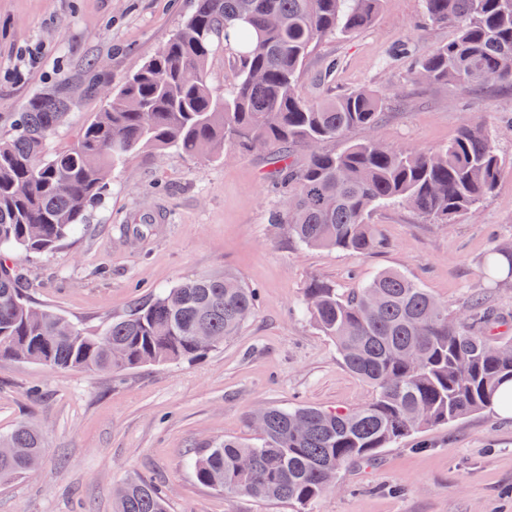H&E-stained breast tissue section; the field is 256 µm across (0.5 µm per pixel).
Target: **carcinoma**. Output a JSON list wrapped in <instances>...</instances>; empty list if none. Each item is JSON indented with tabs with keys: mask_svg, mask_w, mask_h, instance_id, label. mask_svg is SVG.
Here are the masks:
<instances>
[{
	"mask_svg": "<svg viewBox=\"0 0 512 512\" xmlns=\"http://www.w3.org/2000/svg\"><path fill=\"white\" fill-rule=\"evenodd\" d=\"M386 0H197L194 12L112 93L106 108L67 149L45 142L68 114L60 87L8 113L0 138V254H44L76 234L99 204L112 169L143 148L190 157L266 149L287 189L283 224L298 245L365 255L383 247L370 213L404 205L434 224L476 211L493 190L503 158L470 121L450 144L404 149L352 134L375 126L386 97L362 89L323 102L300 90L307 58L322 40L370 27ZM434 23L456 28L413 71L415 83H512V0H423ZM232 56L224 90L208 79L217 54ZM344 142L339 151L327 143ZM296 150L308 159L295 161ZM489 280L512 282V248L482 263ZM313 322L336 342L345 366L374 398L347 411L269 408L257 444L226 439L191 460L201 485L256 500L303 507L336 485L339 473L368 462L391 443L493 405L512 382V340L491 334L481 315L448 313L428 289L384 270L344 295L314 279L305 291ZM255 310L252 289L233 274L201 276L167 288L90 330L47 306H34L18 275L0 259V359L21 355L57 369L94 373L192 360L235 336ZM43 435L22 423L0 438V480L27 475L44 454ZM115 512H167L161 489L140 478L123 483Z\"/></svg>",
	"mask_w": 512,
	"mask_h": 512,
	"instance_id": "carcinoma-1",
	"label": "carcinoma"
}]
</instances>
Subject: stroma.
Returning a JSON list of instances; mask_svg holds the SVG:
<instances>
[{
    "label": "stroma",
    "instance_id": "1",
    "mask_svg": "<svg viewBox=\"0 0 512 512\" xmlns=\"http://www.w3.org/2000/svg\"><path fill=\"white\" fill-rule=\"evenodd\" d=\"M195 6L0 0V135L7 113L62 85L69 113L46 149L66 148ZM454 34L426 19L423 0H386L366 30L317 44L302 91L312 100L385 93L377 126L354 137L391 147H443L466 120H480L504 163L473 214L429 224L389 206L372 216L385 243L367 256L300 248L270 222L285 199L270 189L267 151L209 159L145 149L112 171L81 232L49 254L11 255L34 304L91 328L159 289L226 270L253 288L256 312L237 336L189 363L90 374L0 361V435L28 423L45 440L34 476L0 483V512H113L117 488L132 476L164 486L168 512H512V417L493 408L380 449L302 511L203 487L189 464L226 438L256 442L250 419L266 408L346 410L371 398L307 314L311 279L348 293L398 269L454 314L484 291L512 338V286L486 289L480 274L492 245L512 246V86L410 82L417 61ZM156 207L166 223L125 231L130 216Z\"/></svg>",
    "mask_w": 512,
    "mask_h": 512
}]
</instances>
